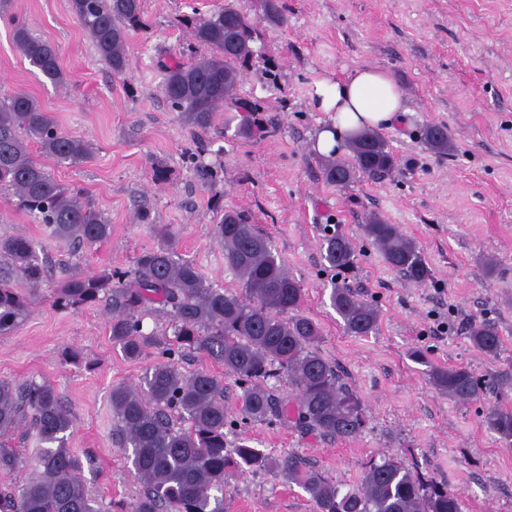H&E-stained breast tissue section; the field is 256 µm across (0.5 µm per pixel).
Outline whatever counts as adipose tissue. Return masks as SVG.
<instances>
[{
	"label": "adipose tissue",
	"mask_w": 512,
	"mask_h": 512,
	"mask_svg": "<svg viewBox=\"0 0 512 512\" xmlns=\"http://www.w3.org/2000/svg\"><path fill=\"white\" fill-rule=\"evenodd\" d=\"M319 107L332 113L333 124L316 141L319 153H330L368 129H382L402 120L403 94L391 75L378 68H359L341 79H326L314 92Z\"/></svg>",
	"instance_id": "obj_1"
}]
</instances>
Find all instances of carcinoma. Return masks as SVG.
I'll return each instance as SVG.
<instances>
[{
    "label": "carcinoma",
    "instance_id": "1",
    "mask_svg": "<svg viewBox=\"0 0 512 512\" xmlns=\"http://www.w3.org/2000/svg\"><path fill=\"white\" fill-rule=\"evenodd\" d=\"M70 9L100 59L114 75H124L130 67L129 34L148 28L143 0H70ZM186 27L188 51L199 44L209 53L188 64L161 66L162 91L171 109L194 131L210 129L221 109L243 112L238 134L262 135L265 127L251 116L259 111L257 103L239 95L244 70L259 56L254 21L235 0H225L208 18H188ZM12 33L31 66L51 84L67 86L54 44L33 37L24 22H15ZM424 141L444 154L448 129L430 126ZM347 147L349 157L325 160L327 183L345 187L358 174L382 178L395 166L386 141L374 130L349 140ZM42 157L79 165L91 159L92 150L81 136L62 130L34 96H1L0 190L11 193L51 239L78 249L108 240L109 219L82 192L58 181ZM220 172L219 165L199 168L202 186L217 200L222 197ZM157 233L161 243L139 253L133 269L88 274L74 266L52 296V307L60 311L104 305L112 344L127 359L138 360L149 349L161 357L138 385L112 388L115 436L131 452L134 475L143 484L126 512H227L222 493L228 478L266 468L300 487L314 512H461L460 493L392 457L369 461L359 485L345 490L293 455L274 459L245 440L229 444L224 379L203 370L181 371L177 361L187 353L207 355L236 378L245 421L276 420L303 434L343 440L362 431L363 407L317 350L320 329L301 313L303 288L248 215L226 210L216 226L239 292L213 287L194 262L179 255L169 228L159 227ZM364 233L390 268L414 283L431 279L425 258L397 225L372 217ZM38 250L39 244L24 234L0 237V336L16 332L32 312V298L47 275ZM320 250L330 268L347 275L356 269V249L344 233L324 235ZM330 303L347 333L362 337L376 331L377 309L349 285L333 287ZM149 307L164 314L172 334L143 330L142 312ZM468 336L486 355L499 351V335L486 324L472 323ZM282 373L295 386V396L286 402L267 386ZM430 376L440 391L461 402L482 389L464 366H433ZM486 423L512 444L511 408H490ZM21 427L36 440L26 460L9 446ZM72 429L70 413L49 383L0 380V472L25 466L32 473L20 487L0 490V512H101L81 476L80 460L68 448Z\"/></svg>",
    "mask_w": 512,
    "mask_h": 512
}]
</instances>
